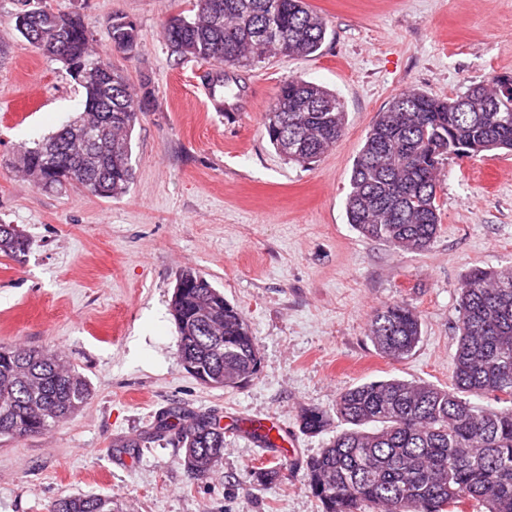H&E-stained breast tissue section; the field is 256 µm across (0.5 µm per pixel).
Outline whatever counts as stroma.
Here are the masks:
<instances>
[{
    "mask_svg": "<svg viewBox=\"0 0 512 512\" xmlns=\"http://www.w3.org/2000/svg\"><path fill=\"white\" fill-rule=\"evenodd\" d=\"M327 23L321 49L226 74L240 96L217 108L204 63L172 55L162 23L187 0H43L79 14L97 55L152 106L132 134L134 180L102 199L50 191L17 171L34 141L82 111L84 89L14 27L21 0H0V222L29 241L0 254V344L57 351L91 387L47 433L0 439V512H48L57 498L109 496L123 512H322L305 463L345 428V389L399 376L453 383L459 288L473 267L512 266V154L449 157L440 176V232L425 251L362 237L345 200L353 163L379 112L409 88L441 98L512 75V0H307ZM138 26L114 50L112 15ZM302 78L336 92L347 112L339 143L301 167L276 153L264 128L279 85ZM191 267L245 315L258 372L238 388L201 385L181 365L170 300ZM415 307L422 338L404 360L378 353L373 312ZM178 407L224 426V455L197 478L175 434L128 453ZM328 415L305 433L303 410ZM276 427L289 454L279 481L256 468L274 458L255 438Z\"/></svg>",
    "mask_w": 512,
    "mask_h": 512,
    "instance_id": "35a3bbf8",
    "label": "stroma"
}]
</instances>
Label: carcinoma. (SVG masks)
I'll return each mask as SVG.
<instances>
[{
    "instance_id": "1",
    "label": "carcinoma",
    "mask_w": 512,
    "mask_h": 512,
    "mask_svg": "<svg viewBox=\"0 0 512 512\" xmlns=\"http://www.w3.org/2000/svg\"><path fill=\"white\" fill-rule=\"evenodd\" d=\"M186 16L169 17L163 37L171 53L217 64L206 75L218 106L224 67H246L276 57H308L326 38L323 17L305 0H191ZM16 29L36 50L65 62L86 92L83 112L26 149L16 168L45 188L75 187L96 197L125 195L133 180L132 133L148 98L132 95L127 81L96 56L77 14L43 5L16 16ZM114 49L137 43V25L114 16L108 25ZM512 75L477 84L454 98L417 89L392 97L378 113L354 162L345 208L360 235L403 251H421L440 229L439 175L451 156L512 151ZM264 128L279 156L302 166L317 162L346 127L340 98L299 78L279 86ZM27 240L0 224V254L25 253ZM172 295L180 336L178 356L204 383L230 388L256 374L255 336L243 313L193 268ZM455 383L439 387L391 377L341 392L336 416L348 428L306 463L307 485L323 512H465L470 500L485 512H512V267L471 270L460 287ZM369 336L386 357L411 354L422 336L419 313L393 303L370 318ZM494 396L484 409L466 394ZM88 382L60 357L44 350L0 344V436L43 434L79 411ZM178 423L159 420L154 431L125 440L140 448L175 430L183 463L196 476L209 473L224 454L217 417L185 408ZM325 415L307 409L301 425L318 433ZM49 512H115L112 498L67 496Z\"/></svg>"
}]
</instances>
